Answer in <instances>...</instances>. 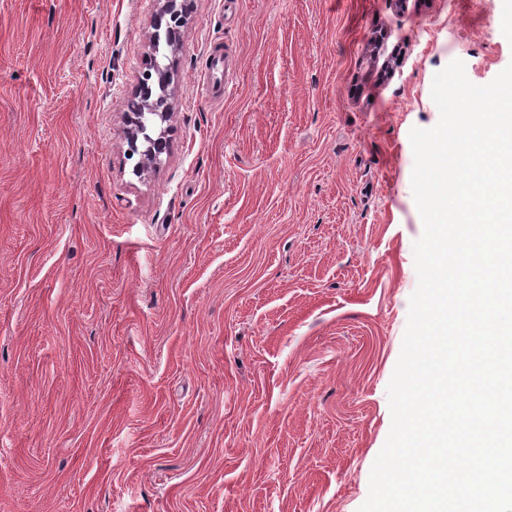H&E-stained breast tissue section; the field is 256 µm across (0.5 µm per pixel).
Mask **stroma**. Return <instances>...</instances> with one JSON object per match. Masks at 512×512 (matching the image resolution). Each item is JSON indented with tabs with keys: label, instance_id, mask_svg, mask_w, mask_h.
Returning <instances> with one entry per match:
<instances>
[{
	"label": "stroma",
	"instance_id": "obj_1",
	"mask_svg": "<svg viewBox=\"0 0 512 512\" xmlns=\"http://www.w3.org/2000/svg\"><path fill=\"white\" fill-rule=\"evenodd\" d=\"M0 0V512H358L417 287L410 131L512 0ZM212 72L220 89L203 98ZM158 12L153 19L155 31L151 37L152 64L151 70L145 71L140 79L138 93L141 95V113L146 121L134 119L133 113L140 112L135 103L131 112L125 114V134L130 141L129 156L139 155L140 161L135 165L134 171L140 169V164L157 167L161 162V155L167 151L166 128L163 126L172 115L169 102L168 88L173 80V73L167 51L176 46L179 26L185 22L184 1L157 0ZM173 23L171 24L170 21ZM165 21V24H163ZM162 26L175 32V38L168 41L163 38L159 29ZM136 168V169H135Z\"/></svg>",
	"mask_w": 512,
	"mask_h": 512
}]
</instances>
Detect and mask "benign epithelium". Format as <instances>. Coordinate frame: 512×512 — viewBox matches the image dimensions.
I'll use <instances>...</instances> for the list:
<instances>
[{
  "label": "benign epithelium",
  "mask_w": 512,
  "mask_h": 512,
  "mask_svg": "<svg viewBox=\"0 0 512 512\" xmlns=\"http://www.w3.org/2000/svg\"><path fill=\"white\" fill-rule=\"evenodd\" d=\"M158 12L153 19L154 32L151 37L152 64L140 79L138 93L141 95V113L146 120L134 119L132 113L125 114V134L130 141L129 155L140 156V166H158L161 155L167 151L166 128L164 124L171 117V103L168 88L173 80V73L168 64L167 51L175 48L176 40L168 41L163 38L159 29L179 32V26L184 24V3L178 0H157Z\"/></svg>",
  "instance_id": "7a95c632"
}]
</instances>
